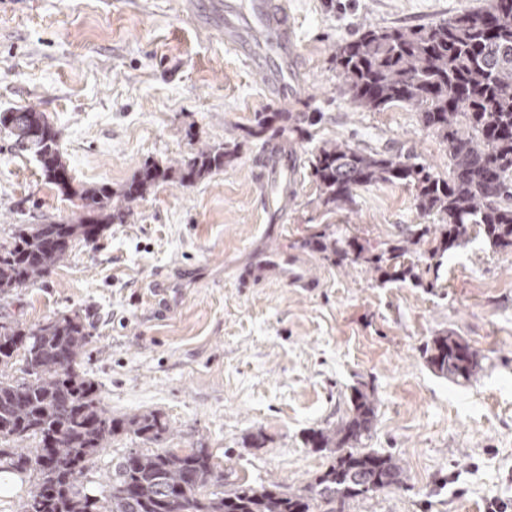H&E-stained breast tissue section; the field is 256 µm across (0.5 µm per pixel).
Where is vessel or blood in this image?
Masks as SVG:
<instances>
[{
    "label": "vessel or blood",
    "instance_id": "b4317fda",
    "mask_svg": "<svg viewBox=\"0 0 512 512\" xmlns=\"http://www.w3.org/2000/svg\"><path fill=\"white\" fill-rule=\"evenodd\" d=\"M212 34L222 39L248 67L260 76L268 94L279 101L296 95L299 47L288 0H211ZM294 170L288 155L279 154L257 176L263 207L285 215L295 190ZM238 280L249 287L266 283L295 288L316 287L304 262L288 251L257 248L239 271Z\"/></svg>",
    "mask_w": 512,
    "mask_h": 512
}]
</instances>
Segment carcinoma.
<instances>
[{"instance_id": "carcinoma-1", "label": "carcinoma", "mask_w": 512, "mask_h": 512, "mask_svg": "<svg viewBox=\"0 0 512 512\" xmlns=\"http://www.w3.org/2000/svg\"><path fill=\"white\" fill-rule=\"evenodd\" d=\"M333 62L339 90L355 108H418L423 126L446 145L452 176L440 177L410 154L325 141L307 162L327 210L351 204L358 187L401 183L415 191L419 212L438 223L408 229L378 253L338 229L314 234L305 246L338 266L361 262L401 281L420 280L416 260L443 257L463 246L472 231L490 247L512 251V0H485L477 11L417 28L366 29L338 44ZM7 113L11 125L0 113V126L15 145L37 157L46 183L80 204L77 216L28 224L11 246L0 247V296L48 274L73 240L93 242L103 225L123 223L130 204L159 183L192 185L236 157V149L227 146L201 148L165 167L145 163L119 190L107 184L77 190L59 151L58 132L44 113L32 106ZM305 120L301 113L260 112L248 134L266 139L289 129L305 140ZM425 240L431 248L422 254L417 246ZM90 337L78 315L35 328L0 323V365L19 350L25 361V377L0 380V441L38 439L33 448H0V472L36 474L23 512H342L336 504L399 487L406 479L394 456L363 447L375 424L377 400L355 387L349 411L335 425L311 430L304 441L317 452L334 454L333 463L296 490L272 481L201 498L198 490L216 484L218 476L209 450L200 447L183 454L132 450L113 466L108 495L83 494L82 478L113 436L158 442L168 432L158 413L114 418L100 406L95 383L75 369ZM423 355L434 373L457 384L476 381L485 370V356L452 333L434 337Z\"/></svg>"}]
</instances>
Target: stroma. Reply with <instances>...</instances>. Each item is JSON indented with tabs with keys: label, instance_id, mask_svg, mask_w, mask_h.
Wrapping results in <instances>:
<instances>
[{
	"label": "stroma",
	"instance_id": "stroma-1",
	"mask_svg": "<svg viewBox=\"0 0 512 512\" xmlns=\"http://www.w3.org/2000/svg\"><path fill=\"white\" fill-rule=\"evenodd\" d=\"M484 0H289L301 88L277 101L223 41L202 33L184 0H0V111L33 106L59 133L74 188H121L144 163L162 166L209 145L236 147L224 171L190 186L160 184L125 223L75 241L44 277L0 296V322L38 326L80 315L91 338L80 372L112 417L160 413V443L119 434L97 456L85 491L105 495L130 449L208 448L221 490L279 481L296 489L332 463L306 448L310 429L336 422L353 387L373 391L369 449L400 459L398 489L347 500L344 512H512V252L482 237L419 265L421 284L382 281L303 249L336 224L370 247L423 223L402 184L358 188L351 209L327 211L307 165L326 140L413 153L447 176L448 150L416 108L356 109L331 57L366 27L435 23ZM259 112L318 113L311 136L284 132L296 161L287 214L262 212ZM38 162L0 130V245L19 227L77 213ZM301 257L320 288L238 287L234 273L261 244ZM452 332L486 357L458 385L433 373L422 349ZM262 433L263 447L248 443Z\"/></svg>",
	"mask_w": 512,
	"mask_h": 512
}]
</instances>
